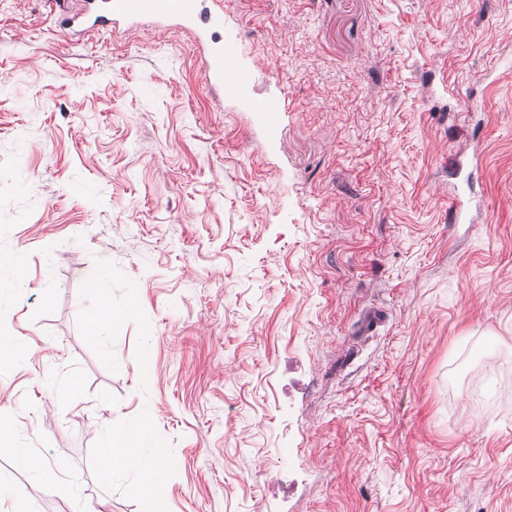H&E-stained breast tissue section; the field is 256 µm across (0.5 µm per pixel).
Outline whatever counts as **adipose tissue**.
Segmentation results:
<instances>
[{"mask_svg":"<svg viewBox=\"0 0 512 512\" xmlns=\"http://www.w3.org/2000/svg\"><path fill=\"white\" fill-rule=\"evenodd\" d=\"M99 452L107 464L109 478L115 482L130 476L156 475L166 468L164 458L153 442L151 429L143 421L138 422L128 434H105L100 441Z\"/></svg>","mask_w":512,"mask_h":512,"instance_id":"1","label":"adipose tissue"}]
</instances>
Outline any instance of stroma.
<instances>
[{
  "label": "stroma",
  "mask_w": 512,
  "mask_h": 512,
  "mask_svg": "<svg viewBox=\"0 0 512 512\" xmlns=\"http://www.w3.org/2000/svg\"><path fill=\"white\" fill-rule=\"evenodd\" d=\"M197 11L0 0V512H512V0ZM144 418L150 492L98 455ZM84 9L65 17V22L71 27L89 14L91 24L85 30L112 31V22L121 18L138 16H185L190 18L195 9L194 0H81ZM234 56V51L228 49L225 55L224 51L219 50L216 53L211 52L205 59L206 70L213 73L224 84L225 92L231 95L237 93L245 81V76L234 65ZM19 263L17 254L0 255V306L20 296ZM108 280L106 275H101L94 284L97 294L101 300V309L96 314L93 322V329L96 335H106L112 332L115 327V319L108 303ZM14 450V456L17 463L24 468L32 469V450L25 445H17ZM34 474L39 477L46 485L51 487H57L59 482L57 477L50 473L48 470L44 468L40 469H32Z\"/></svg>",
  "instance_id": "35a3bbf8"
}]
</instances>
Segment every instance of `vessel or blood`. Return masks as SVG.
Here are the masks:
<instances>
[{
    "label": "vessel or blood",
    "instance_id": "vessel-or-blood-1",
    "mask_svg": "<svg viewBox=\"0 0 512 512\" xmlns=\"http://www.w3.org/2000/svg\"><path fill=\"white\" fill-rule=\"evenodd\" d=\"M195 0H85L83 10L66 16L67 24L90 18L91 29L108 31L113 21L138 16H192ZM234 51L209 54L205 61L208 72L222 78L226 93L235 94L245 77L234 65Z\"/></svg>",
    "mask_w": 512,
    "mask_h": 512
}]
</instances>
